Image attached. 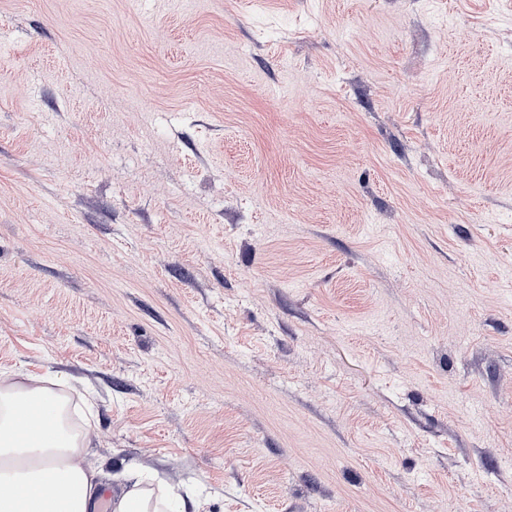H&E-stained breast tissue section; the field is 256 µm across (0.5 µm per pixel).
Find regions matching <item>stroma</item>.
<instances>
[{
	"instance_id": "35a3bbf8",
	"label": "stroma",
	"mask_w": 512,
	"mask_h": 512,
	"mask_svg": "<svg viewBox=\"0 0 512 512\" xmlns=\"http://www.w3.org/2000/svg\"><path fill=\"white\" fill-rule=\"evenodd\" d=\"M198 512H512V0H0V374Z\"/></svg>"
}]
</instances>
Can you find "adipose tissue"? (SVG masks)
<instances>
[{"mask_svg": "<svg viewBox=\"0 0 512 512\" xmlns=\"http://www.w3.org/2000/svg\"><path fill=\"white\" fill-rule=\"evenodd\" d=\"M67 400L44 381L0 377V512H95L99 483L85 459L87 433L66 418ZM111 512H188L167 492L140 485L113 493Z\"/></svg>", "mask_w": 512, "mask_h": 512, "instance_id": "obj_1", "label": "adipose tissue"}]
</instances>
